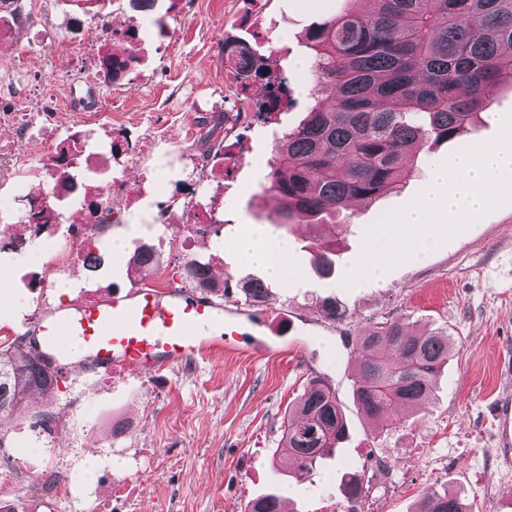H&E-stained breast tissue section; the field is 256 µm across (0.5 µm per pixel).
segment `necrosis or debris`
Segmentation results:
<instances>
[{
  "label": "necrosis or debris",
  "instance_id": "necrosis-or-debris-1",
  "mask_svg": "<svg viewBox=\"0 0 512 512\" xmlns=\"http://www.w3.org/2000/svg\"><path fill=\"white\" fill-rule=\"evenodd\" d=\"M27 27L36 47L56 45L58 37L41 26L32 16L28 0H0V41L9 39L18 27ZM11 82L0 87V95L9 99L10 107L0 108V127L11 129L13 137L0 142V166L9 162L26 141L51 124L60 106L57 99L44 95L30 97L24 58L9 59ZM98 113H87L84 123L70 128L64 139H47L45 176L48 187L30 194L24 184H16L13 196L0 202V264L16 256L39 251L47 259L48 273L39 275L34 289L40 298H47L56 286L55 275L67 273L72 266L87 264L99 250L97 244L106 234L107 225L99 221L101 210L110 208L113 199L143 201L155 191L150 175L135 183L110 174L111 162L128 158L139 163L140 157L129 136L107 137L103 146H96L90 131L97 124ZM224 183V158L216 156L206 184L196 177L183 179L181 199L190 200V207L179 202L151 209V224H177L182 234L171 240L172 250L189 255L197 236L208 233L214 222L215 199ZM83 204V222L74 226L69 238H62L57 221L35 222L34 217L46 207L61 210L67 203Z\"/></svg>",
  "mask_w": 512,
  "mask_h": 512
}]
</instances>
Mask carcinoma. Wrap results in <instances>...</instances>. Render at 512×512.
<instances>
[{"label": "carcinoma", "instance_id": "cac0c4a2", "mask_svg": "<svg viewBox=\"0 0 512 512\" xmlns=\"http://www.w3.org/2000/svg\"><path fill=\"white\" fill-rule=\"evenodd\" d=\"M344 0L341 12L309 31L313 104L302 123L282 133L262 190L279 200L274 224L336 227L354 200L371 201L399 181L406 159L427 143L472 147L477 114L498 89L512 85V0ZM336 235L316 243V265L335 271ZM185 276L201 288L209 274L199 260ZM268 285H242L245 299L262 301ZM32 333L0 342V459L9 435L1 418L19 411L33 426L55 420L49 406L28 408L38 392L51 397L59 369L36 351ZM449 336L410 333L398 321L358 337L353 396L377 425L396 422L409 406L428 400L448 363ZM347 431L341 404L325 380L308 382L288 417L286 455L312 471L334 456ZM279 495L251 500L247 512H278ZM422 512H472L461 499L432 491Z\"/></svg>", "mask_w": 512, "mask_h": 512}]
</instances>
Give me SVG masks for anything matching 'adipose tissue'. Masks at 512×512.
Returning a JSON list of instances; mask_svg holds the SVG:
<instances>
[{
	"mask_svg": "<svg viewBox=\"0 0 512 512\" xmlns=\"http://www.w3.org/2000/svg\"><path fill=\"white\" fill-rule=\"evenodd\" d=\"M512 169V151L479 147L462 153L448 167L440 169L424 193L399 216L411 251L422 252L431 245L437 228L456 226L477 213L501 190V172ZM231 242L240 256L265 266L276 280L287 279L299 287L300 278L288 265V244L272 238L264 226L252 224L232 233Z\"/></svg>",
	"mask_w": 512,
	"mask_h": 512,
	"instance_id": "1",
	"label": "adipose tissue"
}]
</instances>
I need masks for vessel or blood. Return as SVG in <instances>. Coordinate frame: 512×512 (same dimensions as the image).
Instances as JSON below:
<instances>
[{"label": "vessel or blood", "mask_w": 512, "mask_h": 512, "mask_svg": "<svg viewBox=\"0 0 512 512\" xmlns=\"http://www.w3.org/2000/svg\"><path fill=\"white\" fill-rule=\"evenodd\" d=\"M48 347L66 353L72 340L82 344L90 368L103 372L134 369L156 373L171 365L247 339L255 352L270 344L252 335L246 322L224 316L223 303L179 287L135 288L60 313L38 328ZM500 447L512 446V393L501 392L491 406Z\"/></svg>", "instance_id": "1"}]
</instances>
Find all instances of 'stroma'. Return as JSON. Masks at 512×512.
<instances>
[{
	"instance_id": "obj_1",
	"label": "stroma",
	"mask_w": 512,
	"mask_h": 512,
	"mask_svg": "<svg viewBox=\"0 0 512 512\" xmlns=\"http://www.w3.org/2000/svg\"><path fill=\"white\" fill-rule=\"evenodd\" d=\"M42 23L65 28L70 15H103L113 26L137 22L147 51L132 83L115 90L90 67L74 68L70 59L41 51L28 31L0 46V58L26 59L32 95L53 88L68 95L73 84L92 80L88 102L61 111L48 136L77 124L86 108L112 115L113 130L137 140L143 166L125 168L138 179L149 172L156 187L149 205H162L175 191L179 157L199 156L201 135L195 99L223 95L225 121L212 138L228 145L237 160L224 171L218 211L224 222L196 240L192 258L209 263L216 282L209 295L223 302L226 314L240 311L267 318L271 348L261 354L245 343L213 356H198L159 374L138 371L98 373L72 359L58 381L53 400L56 435L43 445L29 420L14 422L9 433L14 454L0 463V495L24 512H245L247 503L274 492L289 495L294 512H346L348 481L360 479L358 512H419L424 494L458 489L479 512H512V460L495 438L490 404L507 382L501 362L512 361V171L503 172V191L456 228L438 234L423 255L402 256L405 235L399 214L421 193L431 171L459 153L454 142L424 147L409 158L397 188L372 203L351 208L349 223L337 224L341 250L336 272L320 278L313 267L311 243L324 229L301 224L274 227L278 201L262 192L276 136L296 127L311 102L312 77L305 35L309 28L338 14L342 0H188L186 10L170 12L161 0L156 14L133 17L124 0H33ZM175 33L169 48L153 52L159 27ZM247 45L287 76L294 102L272 121L238 124L239 109H252L262 97L260 84L245 85L225 43ZM512 125V87L503 86L482 114L472 137L500 145L503 127ZM44 143L26 142L12 171L0 177V200L21 180L39 188L44 180ZM120 219L100 244V269L73 268L63 281L66 296L51 294L45 311L72 310L84 301L82 283L93 280L95 299L141 287L147 272L131 263L136 247L148 243L173 285L190 289L185 261L164 240L178 235L176 225L149 227L142 209L117 200ZM271 225V233L292 244L289 262L304 280L294 289L268 282L259 304L247 302L241 287L267 280L265 271L245 263L225 235L226 228ZM389 234L392 248L383 258L379 281L351 287V264L367 253L375 237ZM124 249L113 254V239ZM41 256L19 260L7 283L12 305L0 310V328L15 335L29 330L22 320L25 290L21 271L44 264ZM335 299L342 317H321L316 301ZM398 321L415 334L444 333L452 343L447 365L428 403L406 409L400 424L378 429L354 403L352 343L368 328ZM327 379L345 412L349 434L336 458L300 482L285 466L284 427L310 378ZM57 455L80 501L52 503L33 489L49 457ZM135 476L139 495L115 497L113 486Z\"/></svg>"
}]
</instances>
